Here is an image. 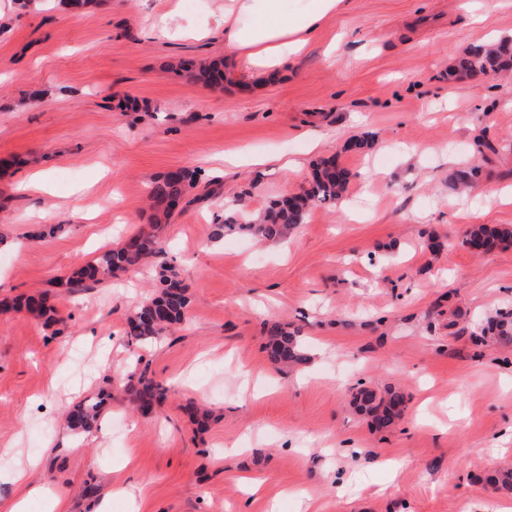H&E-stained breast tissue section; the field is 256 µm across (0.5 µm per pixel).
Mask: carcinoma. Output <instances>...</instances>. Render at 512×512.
<instances>
[{
    "instance_id": "cac0c4a2",
    "label": "carcinoma",
    "mask_w": 512,
    "mask_h": 512,
    "mask_svg": "<svg viewBox=\"0 0 512 512\" xmlns=\"http://www.w3.org/2000/svg\"><path fill=\"white\" fill-rule=\"evenodd\" d=\"M512 68V41L502 39L495 44L477 42L458 59L455 69L471 78L490 72ZM185 77L193 82L215 84L224 78V69L217 63H201L184 67ZM481 169L468 166L458 170L454 184L474 187ZM351 173L339 167L333 159L322 160L314 169L306 187L299 193L275 200L247 224L238 222L231 215L217 225L215 237L249 233L261 240H280L304 223L311 208L319 203H334L347 191ZM198 172L188 168L170 170L155 179L148 196L157 207L154 224L150 230H137L125 238L117 247L102 252L92 264L59 278L56 287L66 295H75L122 274L132 273L143 267L148 260L162 253L159 233L166 221L182 202L188 192L198 184ZM462 245L481 254L493 252L512 245V227L505 225L473 224L465 231ZM159 294L140 308L127 320L130 332L127 338L139 345L150 342L156 336L183 321L191 304L188 288L175 267L162 265L157 272ZM21 307L35 318L45 320L50 326L61 322L57 310L48 305L43 294L28 296ZM479 335L492 336L504 344H512V310L499 311L478 327ZM267 353L270 361L279 366L298 367L308 361L301 349L300 330L291 324L274 322L267 330ZM124 386L138 402V406L149 412L154 405L167 398L168 388L157 382L142 359L135 360L133 369L124 377ZM110 399V393L102 392L93 401H81L67 413L68 426L81 433H90L97 426ZM355 410L368 418L379 430H387L402 417L406 408V396L399 390L388 388L375 391L360 387L353 397Z\"/></svg>"
}]
</instances>
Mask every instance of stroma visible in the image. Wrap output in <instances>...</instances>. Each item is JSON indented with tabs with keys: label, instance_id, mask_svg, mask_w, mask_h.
Returning <instances> with one entry per match:
<instances>
[{
	"label": "stroma",
	"instance_id": "obj_1",
	"mask_svg": "<svg viewBox=\"0 0 512 512\" xmlns=\"http://www.w3.org/2000/svg\"><path fill=\"white\" fill-rule=\"evenodd\" d=\"M224 3L98 0L73 14L0 0V304L54 292L147 227L159 175L199 173L163 233L191 305L141 350L170 389L151 414L120 382L148 276L55 299L54 327L0 312V512L30 483L45 496L30 512L57 498L91 512L89 483L109 512H492L506 493L487 477L512 469V345L472 330L512 307V247L478 256L461 240L471 224L512 226V201L489 193L512 187V74L452 68L471 44L512 38V0H346L275 80L243 60L221 86L178 76L171 63L223 59ZM367 132L373 149H351ZM481 138L495 146L483 157ZM328 157L351 172L348 191L288 241L214 238L227 204L256 216ZM477 160L478 187L453 190ZM35 172L44 190H22ZM274 320L300 329L307 368L269 361ZM362 382L405 393L394 427L354 411ZM106 386L105 436H74L65 411ZM190 402L210 410L206 426ZM20 456L41 459L23 484Z\"/></svg>",
	"mask_w": 512,
	"mask_h": 512
}]
</instances>
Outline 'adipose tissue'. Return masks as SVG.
I'll return each mask as SVG.
<instances>
[{
    "mask_svg": "<svg viewBox=\"0 0 512 512\" xmlns=\"http://www.w3.org/2000/svg\"><path fill=\"white\" fill-rule=\"evenodd\" d=\"M344 0H231L224 9V45L255 68L274 73L340 10Z\"/></svg>",
    "mask_w": 512,
    "mask_h": 512,
    "instance_id": "ef3b65f1",
    "label": "adipose tissue"
}]
</instances>
